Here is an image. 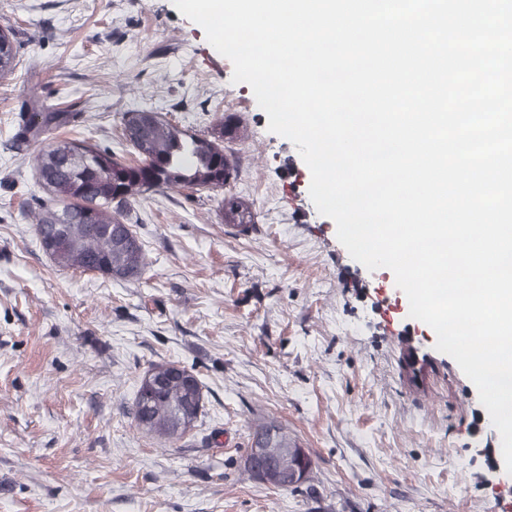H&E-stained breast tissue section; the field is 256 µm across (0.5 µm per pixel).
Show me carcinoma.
I'll return each mask as SVG.
<instances>
[{"label":"carcinoma","mask_w":512,"mask_h":512,"mask_svg":"<svg viewBox=\"0 0 512 512\" xmlns=\"http://www.w3.org/2000/svg\"><path fill=\"white\" fill-rule=\"evenodd\" d=\"M16 50L0 32V72L12 69ZM35 122L21 135L33 140L51 128L65 126L79 115L34 112ZM123 136L136 158L127 160L110 148L79 139H60L38 150L37 184L47 200L37 207L34 230L43 251L55 266L93 271L110 279L141 276L148 265L143 244L127 212L158 188L217 191L233 177L225 144L242 138L231 115L219 117L210 132L190 134L159 113L142 108L127 114ZM226 224H252L249 202L239 196L221 200ZM155 380H141L133 418L136 425L160 440L186 433L203 408L199 379L173 363L152 367ZM251 447L263 449L266 471L244 465L249 476L281 490L295 491L310 477L312 460L288 429L270 420L252 433Z\"/></svg>","instance_id":"1"}]
</instances>
